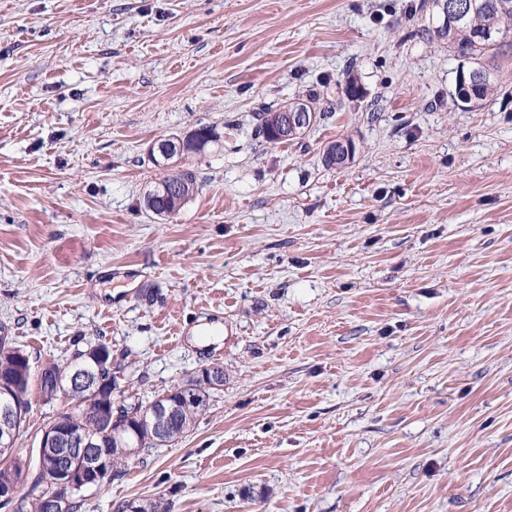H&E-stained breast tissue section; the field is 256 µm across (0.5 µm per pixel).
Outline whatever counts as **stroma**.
Instances as JSON below:
<instances>
[{
  "mask_svg": "<svg viewBox=\"0 0 512 512\" xmlns=\"http://www.w3.org/2000/svg\"><path fill=\"white\" fill-rule=\"evenodd\" d=\"M420 2L0 0V325L36 367L108 343L116 402L224 367L80 512H512V44L459 109ZM311 93L324 119L258 136ZM202 125L156 215L150 145ZM63 408L32 391L17 457ZM290 103L292 104L293 102ZM290 103L284 107L283 112H280L283 107L282 105L281 107L275 109L272 107H264L260 109V112L256 113L259 132L262 134L267 143L278 144L286 142L276 141L272 139L268 134L269 129L275 125L277 119V127L274 129V135L278 139H288L294 138L300 133H304L311 126H313L318 119L317 114H319L320 118L321 116H324V112L321 113L320 111L319 113H316V108H314L313 105L310 106L307 104L310 108L313 109L312 110L306 105L301 104V102L288 106ZM162 183L174 182L179 187V195L158 202V212L172 214L179 211L193 196L196 189L195 174L190 170L168 173L160 180ZM189 390L195 391L197 395L201 396L202 401L199 404H194L191 402L185 403L183 401L181 393ZM214 390L216 389L208 388L206 386L203 376H201L199 372L198 374L189 378L181 386H174L171 389H168L166 392L159 394L153 401L175 403L177 405L176 411L178 416L176 420L172 421L168 425L165 434L160 438V443L151 441L146 445L145 448L171 446L179 439H182L186 435V433H183L184 425L189 427L191 426L192 428L197 417L205 411L206 407L210 405Z\"/></svg>",
  "mask_w": 512,
  "mask_h": 512,
  "instance_id": "1",
  "label": "stroma"
}]
</instances>
